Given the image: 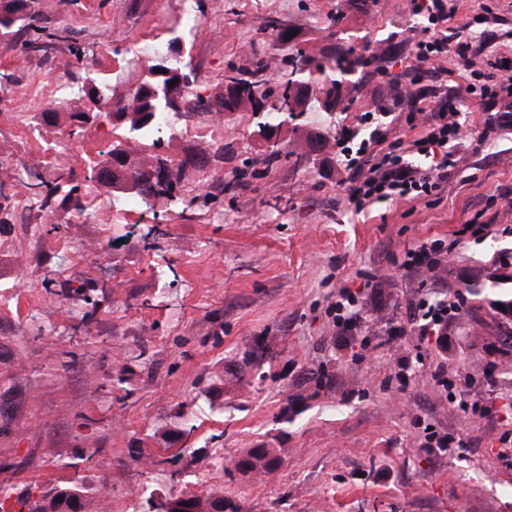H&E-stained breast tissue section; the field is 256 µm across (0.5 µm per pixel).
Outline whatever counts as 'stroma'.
I'll use <instances>...</instances> for the list:
<instances>
[{"instance_id":"1","label":"stroma","mask_w":512,"mask_h":512,"mask_svg":"<svg viewBox=\"0 0 512 512\" xmlns=\"http://www.w3.org/2000/svg\"><path fill=\"white\" fill-rule=\"evenodd\" d=\"M449 5L450 30L470 44L479 68L512 75V0ZM487 7L497 21L478 24ZM187 11L197 26L184 24ZM31 13L63 39L48 56L23 57L0 38V72L14 76L0 91V181L23 165L84 177L88 158L121 133L105 123L72 134V113L91 103L65 95V85L86 68L118 74L126 50L153 43L142 65L160 52L195 78L162 150L178 161L206 154L189 182L222 194L224 206L155 218L113 207L111 194L92 186L86 223L65 205L57 217L67 231L40 234L25 189L12 187L16 206L0 210V484L35 497L83 484V512H102L106 487L112 512H144L153 491L221 495L243 512H512V348L501 340L498 309L512 298V279L501 276L512 266V128L480 141L469 67L452 57L417 64L415 35L426 17L406 12L403 0H34ZM271 16L308 54L343 45L370 56L340 90L337 129L362 139L377 128L402 134L411 102L396 100L378 70L415 81L424 101L449 98L465 131L439 201L388 200L354 213L336 145L313 152L284 129L281 156L270 162L249 113H225L215 125L191 108L213 97L230 69L260 59L267 77L281 74ZM61 96L65 107L45 117ZM380 100L387 116L362 123ZM248 157L261 177L243 174ZM480 213L494 232L454 244L447 265L429 274L399 268L405 246L454 243ZM96 243L105 259L83 265ZM81 281L95 288L88 311L67 297ZM341 288L356 298L342 329L331 312ZM455 293L462 311L422 335L412 302ZM253 349L263 379L231 380ZM442 373L452 388L440 385ZM474 403L482 416L470 413ZM184 412L194 426L188 435ZM429 428L456 446L424 447ZM201 445L223 467L186 456L173 474L129 455ZM86 448L97 451L91 463L64 468ZM252 448L281 449L279 469L241 474L234 462Z\"/></svg>"}]
</instances>
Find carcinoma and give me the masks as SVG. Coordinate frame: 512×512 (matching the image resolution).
<instances>
[{"mask_svg": "<svg viewBox=\"0 0 512 512\" xmlns=\"http://www.w3.org/2000/svg\"><path fill=\"white\" fill-rule=\"evenodd\" d=\"M27 0H0V36L13 40L23 54L49 53L54 41L61 35L44 32L32 25L26 12ZM279 45L288 50L284 59L285 70L275 80H252L230 75L225 85L212 99L199 100L197 106L217 112H250L264 110L265 120L281 129L292 125L293 132L300 131L297 120L307 112H317L329 126H336V112L340 106L339 89L349 81V76L364 68L367 59L352 48H338L333 54L311 56L296 47L289 32L277 34ZM154 66L135 76L131 87L117 96L112 79L92 69H86L75 82L77 91H85V81L93 80L94 97L112 104L106 116L112 123L125 128V140H116L112 149L102 151L89 162L90 178L96 186L112 189V204L121 206L131 196L139 199L152 211L159 203L181 204L187 209L198 200L212 206L222 205L218 197L188 196V172L200 164L195 156L177 162L159 153L164 137L177 131L180 102L184 89L169 85V81L151 77ZM134 139L140 148L126 144ZM13 179L28 190V204L43 213L56 214L58 204L70 202L73 209L83 210L81 185L72 172H62L55 179L46 181L32 166L15 171ZM276 448H252L242 457L241 471L269 473L280 464ZM86 488L81 484L55 487L37 500L32 496L19 497L17 512H82ZM153 507L160 512L169 504L167 512H210L217 504L223 512H242V505L233 498L207 497L168 493L149 496Z\"/></svg>", "mask_w": 512, "mask_h": 512, "instance_id": "obj_1", "label": "carcinoma"}]
</instances>
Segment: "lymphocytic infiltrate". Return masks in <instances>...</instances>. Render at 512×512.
Listing matches in <instances>:
<instances>
[{"label":"lymphocytic infiltrate","instance_id":"1","mask_svg":"<svg viewBox=\"0 0 512 512\" xmlns=\"http://www.w3.org/2000/svg\"><path fill=\"white\" fill-rule=\"evenodd\" d=\"M413 14H423L427 24L415 39L419 63L446 58L448 53L465 57L466 44L449 50L444 27L454 14L448 0H407ZM481 139H488L499 128L512 125V76L483 85ZM413 138H389L378 131L372 146H360L347 167L350 202L362 211L384 200L412 201L439 196L448 172L457 165L449 146L463 136L457 112L441 99L431 104L415 103L403 116Z\"/></svg>","mask_w":512,"mask_h":512}]
</instances>
